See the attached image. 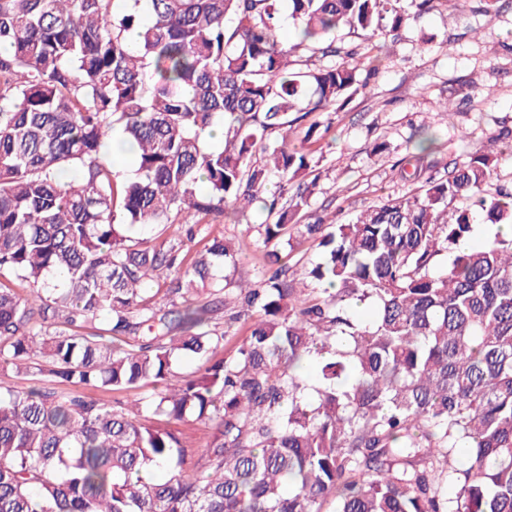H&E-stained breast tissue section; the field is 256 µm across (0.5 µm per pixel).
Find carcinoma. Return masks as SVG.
<instances>
[{"mask_svg":"<svg viewBox=\"0 0 512 512\" xmlns=\"http://www.w3.org/2000/svg\"><path fill=\"white\" fill-rule=\"evenodd\" d=\"M406 19L402 0H0V369L37 380L0 390V512H512V238L460 248L479 217L512 224L495 159L302 224L319 260L274 248L234 288L238 249H185V226L242 203L273 219L263 245L287 233L313 162L288 130L378 71L336 33ZM115 129L132 179L106 161ZM219 310L253 324L214 360ZM189 421L210 429L200 450Z\"/></svg>","mask_w":512,"mask_h":512,"instance_id":"carcinoma-1","label":"carcinoma"}]
</instances>
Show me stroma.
<instances>
[{"instance_id":"35a3bbf8","label":"stroma","mask_w":512,"mask_h":512,"mask_svg":"<svg viewBox=\"0 0 512 512\" xmlns=\"http://www.w3.org/2000/svg\"><path fill=\"white\" fill-rule=\"evenodd\" d=\"M379 74L339 112L312 113L324 127L319 141H305L300 128L288 140L315 160L317 188L297 225L316 213L344 224L383 200L411 194L419 178L442 177L449 159L475 153L498 156V179L512 180V155L502 154L495 134L512 128V0H460L409 20L397 37L376 51ZM449 111H441V103ZM265 211L248 207L241 220L208 217L194 228L190 250L214 237L238 248L240 263L229 280L253 278L265 263L258 225ZM289 230L282 245L289 262L317 260L312 241Z\"/></svg>"}]
</instances>
